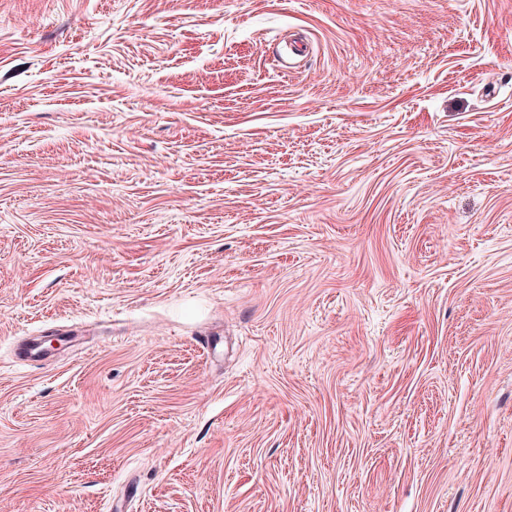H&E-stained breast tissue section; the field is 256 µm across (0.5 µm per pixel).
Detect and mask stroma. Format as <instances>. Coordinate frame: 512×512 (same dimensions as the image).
I'll list each match as a JSON object with an SVG mask.
<instances>
[{
    "mask_svg": "<svg viewBox=\"0 0 512 512\" xmlns=\"http://www.w3.org/2000/svg\"><path fill=\"white\" fill-rule=\"evenodd\" d=\"M0 512H512V0H0Z\"/></svg>",
    "mask_w": 512,
    "mask_h": 512,
    "instance_id": "obj_1",
    "label": "stroma"
}]
</instances>
